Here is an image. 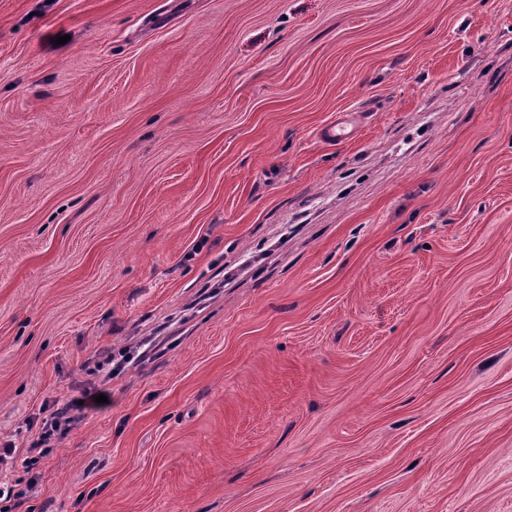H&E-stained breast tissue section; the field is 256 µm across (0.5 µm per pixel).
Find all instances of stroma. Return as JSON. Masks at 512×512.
<instances>
[{
    "instance_id": "35a3bbf8",
    "label": "stroma",
    "mask_w": 512,
    "mask_h": 512,
    "mask_svg": "<svg viewBox=\"0 0 512 512\" xmlns=\"http://www.w3.org/2000/svg\"><path fill=\"white\" fill-rule=\"evenodd\" d=\"M1 442L13 512H512V0H0ZM357 120L351 113L339 115L336 121L320 130L319 137L328 142H340L351 135L356 128ZM84 406H86V401H84V404H80L78 401L66 403L54 409L44 420L41 435L38 438V442L31 446V451L42 447H52L51 443L53 440H60L73 422L74 417L70 415V412L74 408Z\"/></svg>"
}]
</instances>
